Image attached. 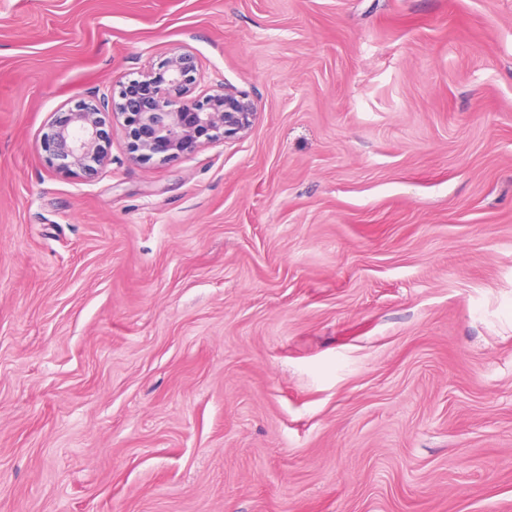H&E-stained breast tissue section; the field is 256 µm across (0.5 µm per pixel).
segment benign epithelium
<instances>
[{"instance_id": "7a95c632", "label": "benign epithelium", "mask_w": 512, "mask_h": 512, "mask_svg": "<svg viewBox=\"0 0 512 512\" xmlns=\"http://www.w3.org/2000/svg\"><path fill=\"white\" fill-rule=\"evenodd\" d=\"M196 74L194 55L177 48L139 78L56 113L41 141L47 163L97 174L108 161L115 124L123 128L133 158L143 162H170L247 131L255 114L248 96L227 87L197 96Z\"/></svg>"}]
</instances>
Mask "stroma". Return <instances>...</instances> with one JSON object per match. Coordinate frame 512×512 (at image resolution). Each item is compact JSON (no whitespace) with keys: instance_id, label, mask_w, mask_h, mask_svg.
Returning <instances> with one entry per match:
<instances>
[{"instance_id":"obj_1","label":"stroma","mask_w":512,"mask_h":512,"mask_svg":"<svg viewBox=\"0 0 512 512\" xmlns=\"http://www.w3.org/2000/svg\"><path fill=\"white\" fill-rule=\"evenodd\" d=\"M181 46L247 132L49 166ZM0 512H512V0H0Z\"/></svg>"}]
</instances>
